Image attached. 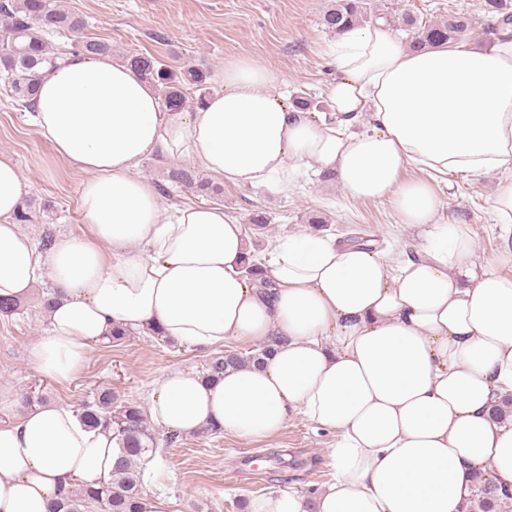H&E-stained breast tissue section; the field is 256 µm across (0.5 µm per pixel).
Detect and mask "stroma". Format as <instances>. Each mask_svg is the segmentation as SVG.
<instances>
[{
  "instance_id": "stroma-1",
  "label": "stroma",
  "mask_w": 512,
  "mask_h": 512,
  "mask_svg": "<svg viewBox=\"0 0 512 512\" xmlns=\"http://www.w3.org/2000/svg\"><path fill=\"white\" fill-rule=\"evenodd\" d=\"M330 0H62L85 21L83 33L111 43L112 57L128 54L158 58L173 68L192 65L207 71L210 91L222 89L219 73L229 57L247 56L277 69L287 99L307 98L319 106L335 69L331 63L336 36L320 23ZM376 15L393 31L403 32L402 19L411 14L437 21L451 13L484 18V0H369ZM0 155L7 156L27 179L29 193L48 210L26 233L40 237L55 233L88 232L79 204L83 173L59 159L52 145L32 125L29 112L14 108L0 95ZM405 178L432 183L442 203L441 218L467 225L477 255L489 267L512 274V225L496 223L492 200L500 183L512 181V172L482 176L443 175L407 165ZM225 213L247 221L262 213L269 222L264 246L276 239L307 231L312 219L322 231L345 243L357 235L374 239L389 255H416L424 239L399 224L385 201L348 197L337 178L317 165L302 168L289 186L245 187L225 184ZM38 284L23 302L19 314L0 318V423L14 420L25 408L34 387H44L48 401L79 404L95 392L108 389L118 401L147 407L150 393L168 370L202 374L219 347L198 349L164 343L143 333L118 346L95 344L84 369L69 383L58 384L39 374L29 351L47 328ZM334 433L317 428L305 418L291 416L275 436L244 439L230 435H181L161 455L143 461V488L147 496L163 494L181 506V512H242L255 497L281 490L309 493L332 477L329 450Z\"/></svg>"
}]
</instances>
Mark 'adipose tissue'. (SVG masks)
<instances>
[{
    "label": "adipose tissue",
    "mask_w": 512,
    "mask_h": 512,
    "mask_svg": "<svg viewBox=\"0 0 512 512\" xmlns=\"http://www.w3.org/2000/svg\"><path fill=\"white\" fill-rule=\"evenodd\" d=\"M334 65L324 118L247 57L225 60L224 89L202 106L171 110L137 69L66 56L31 119L84 173L89 232L40 250L14 220L28 183L0 155V300L48 279L56 297L30 360L59 384L116 325L198 348L273 342L261 365L214 382L174 369L149 397L150 419L187 435L267 438L294 413L337 433L317 495L276 491L247 512H467L475 476L512 489V414H494L512 400V275L481 263L469 228L441 223L434 187L403 172L512 171V37L416 51L363 25L338 34ZM184 155L252 187L317 164L348 196L389 201L427 248L393 263L307 231L275 243L261 263L272 286L258 287L240 270L244 224L216 206L167 211L140 174L148 157ZM116 456L111 432L74 408L33 406L0 424V512H49L59 489L110 480Z\"/></svg>",
    "instance_id": "adipose-tissue-1"
}]
</instances>
